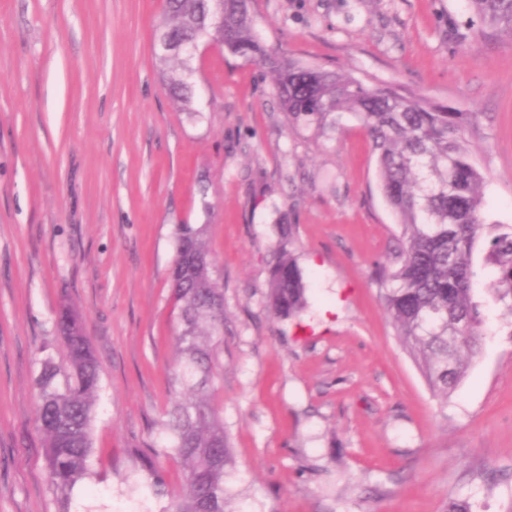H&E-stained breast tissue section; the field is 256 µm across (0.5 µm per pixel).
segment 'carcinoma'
<instances>
[{"instance_id":"1","label":"carcinoma","mask_w":512,"mask_h":512,"mask_svg":"<svg viewBox=\"0 0 512 512\" xmlns=\"http://www.w3.org/2000/svg\"><path fill=\"white\" fill-rule=\"evenodd\" d=\"M470 2L485 26L512 33V0ZM217 18L224 28L214 26ZM157 39L170 46L158 57L163 80L186 107L192 101L190 70L169 71L167 62L180 56L181 44L214 39L223 42L225 52L271 68L290 124L324 130L336 125L341 112L359 118L377 155L381 191L402 230L395 261L377 264L374 280L402 345L431 391L448 398L479 351L482 319L473 286L481 269L473 254L483 239L485 261L496 269L491 297L512 314V224H489L482 213L484 177L466 138L470 114L450 112L393 84L367 85L267 50L254 33L248 0H167ZM175 238L184 252L171 268L170 288L182 329L163 427L185 477L168 512H231L224 491L231 452L224 422L207 397L212 340L224 332L222 288L213 279L206 227L178 224ZM268 303L280 317H298L306 309V284L290 254L275 260ZM56 329L68 348V366L44 359L35 384L49 479L60 495V512H69L72 489L92 475L100 365L71 306L61 307Z\"/></svg>"}]
</instances>
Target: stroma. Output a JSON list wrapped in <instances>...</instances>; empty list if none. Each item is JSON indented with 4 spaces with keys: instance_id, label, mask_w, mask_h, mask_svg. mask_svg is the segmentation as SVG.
<instances>
[{
    "instance_id": "35a3bbf8",
    "label": "stroma",
    "mask_w": 512,
    "mask_h": 512,
    "mask_svg": "<svg viewBox=\"0 0 512 512\" xmlns=\"http://www.w3.org/2000/svg\"><path fill=\"white\" fill-rule=\"evenodd\" d=\"M165 0H0V512H59L34 379L81 317L101 367L92 475L71 512H167L183 468L161 425L175 337L174 228L206 225L224 291L212 404L234 512H512V316L487 279L481 350L448 399L401 344L378 285L401 233L362 124L292 126L269 68L194 56L192 111L163 84ZM267 47L456 112L488 222L512 224V34L468 0H251ZM303 272L294 319L267 302L275 256ZM154 444L169 493L135 455Z\"/></svg>"
}]
</instances>
